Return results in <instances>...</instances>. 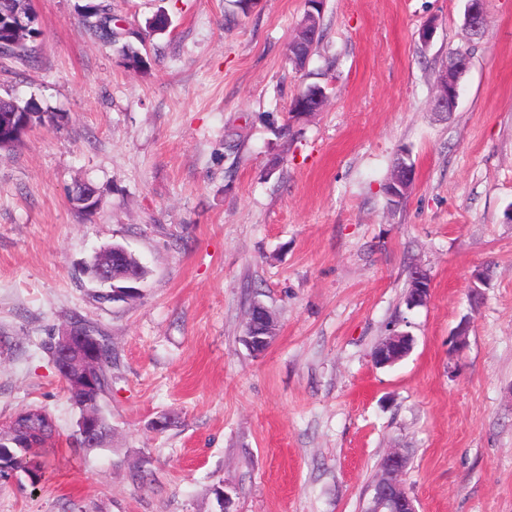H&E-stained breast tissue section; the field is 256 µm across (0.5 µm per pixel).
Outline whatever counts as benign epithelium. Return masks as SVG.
Returning <instances> with one entry per match:
<instances>
[{"instance_id": "7a95c632", "label": "benign epithelium", "mask_w": 512, "mask_h": 512, "mask_svg": "<svg viewBox=\"0 0 512 512\" xmlns=\"http://www.w3.org/2000/svg\"><path fill=\"white\" fill-rule=\"evenodd\" d=\"M36 20L32 0H22V5L10 13L5 20L6 26L0 34V48L9 50L18 43L17 36L29 30ZM487 25L484 0H467L464 18V30L468 38L482 35ZM464 67L453 56H448L436 79V91L432 99V110L448 113L455 109L459 96L460 78ZM296 112H319L326 99L318 93L310 92L297 97ZM14 117L6 116L0 129V141L12 142L32 129V125L21 122L11 124ZM415 166L403 153L397 161L393 177L385 183L386 196L397 198L412 189L415 182ZM120 252L106 250L102 252L99 262L91 271L92 281L102 287H112V255ZM432 281L427 270L418 267L415 274V286L410 295V307L427 303L431 296ZM249 333L243 336V342L254 353L261 354L267 350L272 339L267 330L253 321L248 323ZM58 349L55 366L63 381L66 382L67 394L82 401L81 414L77 421V434L85 437L93 448L104 445L94 414L98 409V400L94 398L96 378L101 365V354L96 339L75 323L64 324L55 336ZM412 348V337L407 332L394 331L385 338L373 353L374 363L379 366H391L405 358ZM407 468V457L401 451L393 449L382 459L380 473L371 486V497L364 512H418L415 500L408 494L402 483V476Z\"/></svg>"}]
</instances>
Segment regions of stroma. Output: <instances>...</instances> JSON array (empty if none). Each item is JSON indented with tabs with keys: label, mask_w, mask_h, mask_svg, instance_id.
Wrapping results in <instances>:
<instances>
[{
	"label": "stroma",
	"mask_w": 512,
	"mask_h": 512,
	"mask_svg": "<svg viewBox=\"0 0 512 512\" xmlns=\"http://www.w3.org/2000/svg\"><path fill=\"white\" fill-rule=\"evenodd\" d=\"M100 3L116 43L82 24ZM33 5L35 54L0 56V97L57 120L0 149V428L39 405L60 435L39 485L0 479V512H221L219 487L231 512H364L391 448L419 512H512V0H484L447 114L430 100L467 0H323L301 70L304 0ZM160 12L149 68H126L120 44ZM314 84L326 107L295 117ZM403 151L416 182L393 207ZM112 243L147 270L118 303L84 272ZM416 265L432 294L411 309ZM255 300L278 326L260 355L242 341ZM75 314L115 356L93 450L44 348ZM395 330L411 352L375 365Z\"/></svg>",
	"instance_id": "obj_1"
}]
</instances>
